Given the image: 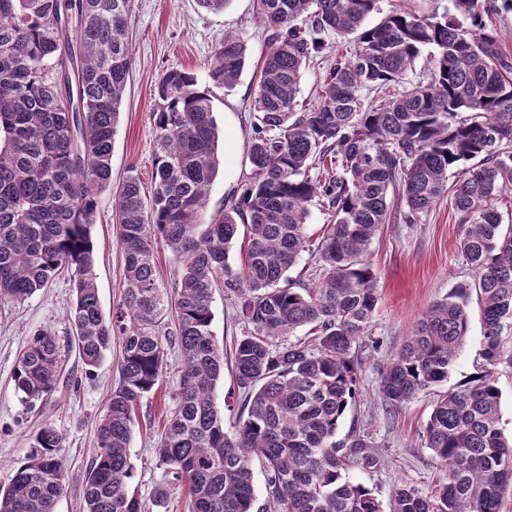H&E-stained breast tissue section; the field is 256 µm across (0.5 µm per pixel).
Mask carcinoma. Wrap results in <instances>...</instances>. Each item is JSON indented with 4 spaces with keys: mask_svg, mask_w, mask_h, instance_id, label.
<instances>
[{
    "mask_svg": "<svg viewBox=\"0 0 512 512\" xmlns=\"http://www.w3.org/2000/svg\"><path fill=\"white\" fill-rule=\"evenodd\" d=\"M379 0H256L268 50L259 67L238 198L202 221L217 172L211 92L191 71L156 88L154 191L127 177L114 199L124 258L121 302L103 313L94 285L96 192L112 179V148L131 68L132 0H0V303L21 302L69 273L70 324L95 368L119 339V377L97 426L85 512H151L130 490L135 410L168 369L160 329L176 313L180 352L159 464L184 482L191 512H252L254 464L273 512H382L349 470L373 467L363 435L338 431L359 394L355 355L377 303L367 260L381 226L415 224L448 198L466 225L460 251L475 273L431 306L380 381L397 409L448 380L468 335L467 301L480 296L483 364L437 400L424 443L447 469L434 491L407 484L391 512H501L512 487V439L500 428L493 376L512 332V229L496 203L512 195V63L486 18L512 0H452L421 14L401 6L366 26ZM351 36L325 70L320 102L297 111L302 72L325 37ZM431 79L407 76L426 48ZM246 44L224 34L209 82L234 88ZM379 98L367 102L363 92ZM460 172L448 185V171ZM332 212L316 247L315 282L288 276L310 251L314 199ZM246 230L240 259L231 245ZM182 260L172 291L158 281L156 245ZM234 300L246 334L230 349L240 393L231 425L213 392L224 349L212 334V290ZM303 329V336L282 342ZM60 347L39 331L16 359L15 391L29 406L55 392ZM62 433L50 424L36 453L0 491V512H55L64 494Z\"/></svg>",
    "mask_w": 512,
    "mask_h": 512,
    "instance_id": "1",
    "label": "carcinoma"
}]
</instances>
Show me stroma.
I'll return each instance as SVG.
<instances>
[{
	"label": "stroma",
	"mask_w": 512,
	"mask_h": 512,
	"mask_svg": "<svg viewBox=\"0 0 512 512\" xmlns=\"http://www.w3.org/2000/svg\"><path fill=\"white\" fill-rule=\"evenodd\" d=\"M239 35L247 45V60L238 84L230 90L212 88L214 116L220 139L218 174L210 187L209 212L227 202V188L243 183L251 173L246 144L252 130L248 114L257 90V67L267 51L264 29L253 0H230L224 11L208 12L197 0H134L130 36L132 66L112 150V185L97 193V222L92 229L96 244L94 272L104 313L116 310L121 300L123 256L115 241L113 202L117 187L128 175H137L144 194H151L156 128V87L172 69L194 72L206 82L210 62L225 32ZM464 227L448 201H440L414 224H387L373 240L368 259L375 272L377 306L370 326L378 348H364L359 370L360 396L347 412L340 435L358 430L366 436L378 466L353 468L356 481L370 488L389 506L396 485L435 488L444 471L424 446L423 432L439 395L469 379L482 364L484 344L481 303L470 295L468 336L445 384L420 392L392 410L378 395L381 374L403 347L426 310L444 299L472 272L459 242ZM75 299L69 275H61L20 303L0 304V489L11 482L16 469L33 453V435L42 425L55 426L64 436L58 454L66 463L67 491L57 512H82L85 474L92 460L96 426L118 376L119 348L106 353L101 363L87 368L72 338L69 312ZM212 333L223 346L241 338L244 325L236 317L232 300L215 288ZM54 333L61 347L55 393L34 407L22 405L12 380L15 361L34 333ZM170 371L136 409L129 448L130 488L153 503L164 494L165 504L154 512H190L184 483L174 481L160 466L155 448L164 428L163 412L170 406L179 360L176 347H168Z\"/></svg>",
	"instance_id": "35a3bbf8"
}]
</instances>
